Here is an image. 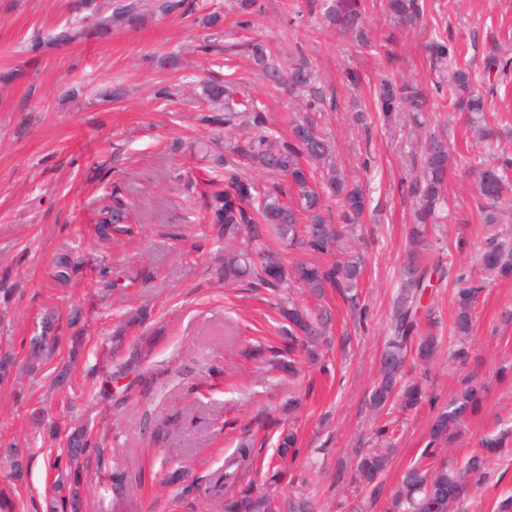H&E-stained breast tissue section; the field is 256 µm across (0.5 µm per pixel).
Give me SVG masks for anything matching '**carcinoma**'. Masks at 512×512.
<instances>
[{
    "label": "carcinoma",
    "mask_w": 512,
    "mask_h": 512,
    "mask_svg": "<svg viewBox=\"0 0 512 512\" xmlns=\"http://www.w3.org/2000/svg\"><path fill=\"white\" fill-rule=\"evenodd\" d=\"M384 2L398 26L414 29L423 24V0ZM74 9H89L91 14L76 23L55 28L48 35V43L64 46L91 37L101 39L110 36L114 29L139 28L145 20L144 9L137 2L114 3L108 14L105 8L89 0H79ZM177 9L194 16V24L202 29L209 30L219 22L220 13L214 10L210 0H155L150 12L166 16ZM368 10L367 0H323L322 16L337 33L368 46L372 43L365 29ZM242 47L263 81L275 88H286L288 93L306 100V115L291 122L288 141L280 143L268 131L260 102L240 96L237 84L217 80L203 84L204 99L215 112L211 116L212 123L231 130L248 118L256 129L253 136L230 143L227 153L217 158V162L224 165V182H211L207 193L213 231L226 242L238 243L237 247L224 250L219 274L228 285L247 278L256 279L274 294L297 283L320 299L326 289L334 288L348 307L362 316L365 309L358 306L353 293L364 266L362 254L350 252L343 260L324 264L300 261L290 266L267 245L269 237L274 236L290 248L329 255L336 243L364 220L368 207L366 194L336 163L334 145L317 120V113L333 104L334 96L328 95L304 54L284 67L270 57L258 41L246 42ZM425 50L431 68L441 67L450 56L449 39L435 35L425 43ZM447 83L452 106L464 114L473 137L486 146L493 159L477 168V191L485 202L483 220L490 228L480 260L486 271L511 277L512 244L502 240L492 226L499 223L501 200L512 192V157L498 150V132L488 123L486 99L473 84L469 69L456 66L448 73ZM377 101L386 120L395 112H407L416 120L430 111L429 98L414 83H395L383 78L377 89ZM452 162L447 140L435 132L429 133L421 146L422 177L407 185L414 202L415 224L409 230L410 248L391 311V334L382 355L380 378L370 396V405L375 410H382L391 402L406 410L413 409L426 398L423 383L402 381V371L408 352H415L420 362L428 363L441 347L438 337L420 332L417 311L422 307L430 274L442 271L443 257L430 253L427 235L429 226L448 218L446 182ZM242 163L277 174L280 179L256 184L238 172ZM332 199L336 201L334 207L329 204ZM98 217L100 232L106 238L114 234L128 236L133 232L125 204L114 194L109 195V202L101 207ZM74 269L68 256L61 255L51 277L64 286L70 282ZM456 285L455 330L463 338L471 329L480 288L462 274L456 278ZM276 305L281 318L288 322V330L279 346H261L256 352L273 368L293 376L297 371V357L303 355L311 364L321 362L322 347L331 343L326 336L331 315L325 308L302 307L290 297H279ZM148 317L146 308L127 317L112 336L114 349H120L124 338L141 329ZM52 328V319L48 318L42 333L30 339L29 371H34L38 362L54 353L58 336L51 332ZM480 402L481 386L471 385L437 412L430 428L433 448L429 455L438 460L407 471L403 490L391 501L388 512H453L455 505L474 493L491 456L508 446L509 432L486 437L483 451L472 453L462 464L440 457L439 446L447 445ZM181 422L183 419L175 416L153 425L150 432L153 441L166 443ZM296 445L295 433L282 429L278 436V456L286 458L296 453ZM250 446L249 438L240 439L237 453L225 459L224 468L209 478L202 497L224 495L221 512H283L279 501L258 493L254 484L245 480L246 470L255 467ZM86 448L84 432L78 429L69 439L66 457L58 455L49 464L56 471V477L51 485L47 512H81V470ZM5 459L11 473L21 477L27 467L23 450L11 443L6 448ZM387 463L388 453L369 451L357 464V477L370 483L384 471Z\"/></svg>",
    "instance_id": "cac0c4a2"
}]
</instances>
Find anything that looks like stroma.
Here are the masks:
<instances>
[{"label": "stroma", "instance_id": "obj_1", "mask_svg": "<svg viewBox=\"0 0 512 512\" xmlns=\"http://www.w3.org/2000/svg\"><path fill=\"white\" fill-rule=\"evenodd\" d=\"M224 41L254 38L281 64L304 51L321 81L337 93L335 107L319 123L336 146L337 162L361 180L371 199L364 222L338 253L359 251L365 266L358 288L364 320H356L335 289L317 299L295 289L304 305L329 309L332 344L327 372L300 363L298 376L267 370L244 351L279 343L283 321L275 298L244 283L225 286L216 272L224 243L212 235L201 193L224 177L217 162L228 141L247 127L227 131L212 124L199 104L203 80L235 79L265 107L268 127L287 139L289 124L305 103L264 83L246 55L232 59L202 52V31L173 13L148 19L141 29L113 30L109 38L48 46L52 29L78 21L73 0H0V277L13 292L0 298V341L10 342L18 362L40 333L47 313L67 317L82 308L83 343L63 338L38 370L0 384V451L18 444L28 455L24 481L0 468L12 512H45L51 486L50 458L66 450L72 427L87 429L91 454L82 478L83 512H219L218 503L180 497L167 474L177 466L206 478L224 465L243 435L255 441L263 484L274 459L270 421L298 435L299 452L283 462L278 499L300 496L313 512H387L405 472L427 465L429 431L437 411L466 387L479 384L480 408L460 425L446 453L463 461L482 438L512 429V277L488 275L480 264L488 229L482 221L474 167L487 160L453 112L437 99L416 126L407 114L384 122L374 101L380 75L412 81L434 92L424 44L447 36L453 63L467 66L487 99L500 146L512 152V0H425V26L401 29L374 0L367 27L372 45L359 46L322 19L320 0H258L248 28L238 25L236 0H214ZM178 53V66L168 56ZM505 68L486 70L489 56ZM357 72L358 86L345 71ZM121 89L119 99L109 95ZM443 134L454 151L448 170L450 220L429 236L432 249L452 254L455 266L482 283L467 339L454 331L455 278L435 277L419 311L421 331L439 336L442 349L430 364H413L428 397L417 409L377 412L369 397L379 375L408 250L413 205L401 185L418 170L417 145L430 132ZM119 189L134 211L131 236L100 238L98 200ZM69 255L80 269L71 283L55 286V259ZM151 309L145 325L155 337L142 365L167 373L153 393L141 395L135 375L120 369L109 349L113 330L139 306ZM465 342L466 363L447 350ZM68 367L64 386L53 377ZM295 411L284 412L291 399ZM187 419L165 446L152 443L144 417ZM390 452L385 472L365 488L352 485L359 455ZM126 476L122 500L112 474ZM512 497V453L493 459L478 491L458 512H499Z\"/></svg>", "mask_w": 512, "mask_h": 512}]
</instances>
